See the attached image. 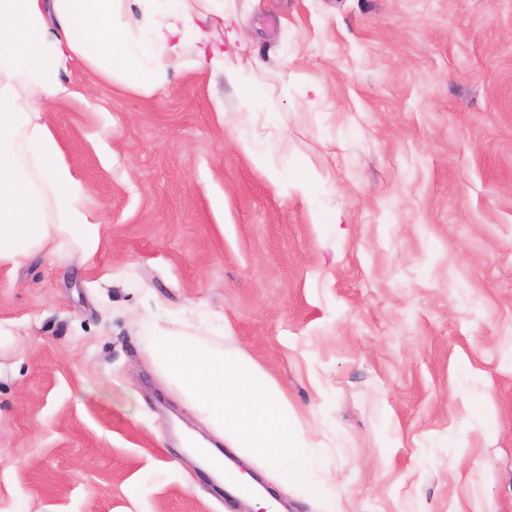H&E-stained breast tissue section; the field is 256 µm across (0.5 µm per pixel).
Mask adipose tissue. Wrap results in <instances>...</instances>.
Segmentation results:
<instances>
[{"mask_svg": "<svg viewBox=\"0 0 512 512\" xmlns=\"http://www.w3.org/2000/svg\"><path fill=\"white\" fill-rule=\"evenodd\" d=\"M224 26V0H0V263L69 237L78 238L81 261L98 250L99 225L80 205L82 183L47 117L68 93L70 67L148 93L163 88L174 62L230 79L237 68Z\"/></svg>", "mask_w": 512, "mask_h": 512, "instance_id": "1", "label": "adipose tissue"}]
</instances>
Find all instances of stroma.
<instances>
[{
	"label": "stroma",
	"mask_w": 512,
	"mask_h": 512,
	"mask_svg": "<svg viewBox=\"0 0 512 512\" xmlns=\"http://www.w3.org/2000/svg\"><path fill=\"white\" fill-rule=\"evenodd\" d=\"M224 11L247 82L51 108L101 240L0 266V512H253L148 323L253 357L347 512H512V0Z\"/></svg>",
	"instance_id": "35a3bbf8"
}]
</instances>
